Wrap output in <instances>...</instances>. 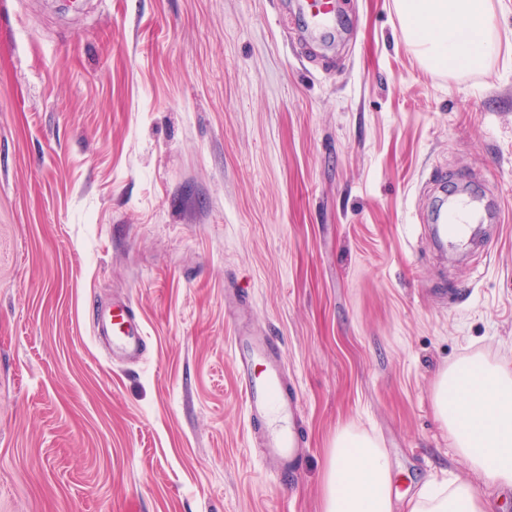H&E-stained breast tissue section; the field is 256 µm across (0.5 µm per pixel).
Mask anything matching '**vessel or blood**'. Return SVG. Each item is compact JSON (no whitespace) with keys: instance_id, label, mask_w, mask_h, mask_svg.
Returning a JSON list of instances; mask_svg holds the SVG:
<instances>
[{"instance_id":"obj_1","label":"vessel or blood","mask_w":512,"mask_h":512,"mask_svg":"<svg viewBox=\"0 0 512 512\" xmlns=\"http://www.w3.org/2000/svg\"><path fill=\"white\" fill-rule=\"evenodd\" d=\"M303 20L306 36L327 45L340 36L346 20L339 0H293ZM448 239L465 234L478 222L479 213L471 197H449L439 213ZM100 340L116 364L141 362L147 351L142 324L127 299L116 297L109 311L100 315L96 326ZM233 361L251 431L260 444L265 463L280 478L296 474L304 449L293 426L298 398L286 381L284 355L272 338L256 330L246 318L234 324Z\"/></svg>"}]
</instances>
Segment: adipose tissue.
<instances>
[{
    "label": "adipose tissue",
    "mask_w": 512,
    "mask_h": 512,
    "mask_svg": "<svg viewBox=\"0 0 512 512\" xmlns=\"http://www.w3.org/2000/svg\"><path fill=\"white\" fill-rule=\"evenodd\" d=\"M407 40L422 65L476 70L495 43L485 0H394ZM436 418L471 476L428 480L407 512H495L492 492L512 487V367L473 357L434 382ZM487 492H480V485ZM389 459L377 440L337 433L325 476L323 512H394Z\"/></svg>",
    "instance_id": "obj_1"
}]
</instances>
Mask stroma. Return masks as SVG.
<instances>
[{
  "instance_id": "obj_1",
  "label": "stroma",
  "mask_w": 512,
  "mask_h": 512,
  "mask_svg": "<svg viewBox=\"0 0 512 512\" xmlns=\"http://www.w3.org/2000/svg\"><path fill=\"white\" fill-rule=\"evenodd\" d=\"M326 55L285 0H0V512H322L338 431L405 507L466 476L433 384L512 364V0L483 69L424 68L393 0ZM494 191L480 246L421 232L437 174ZM125 294L148 357L86 305ZM285 356L307 453L251 440L233 318ZM95 330L99 340L107 342L112 364H134L144 359L147 342L129 300L112 298V309L100 315Z\"/></svg>"
}]
</instances>
